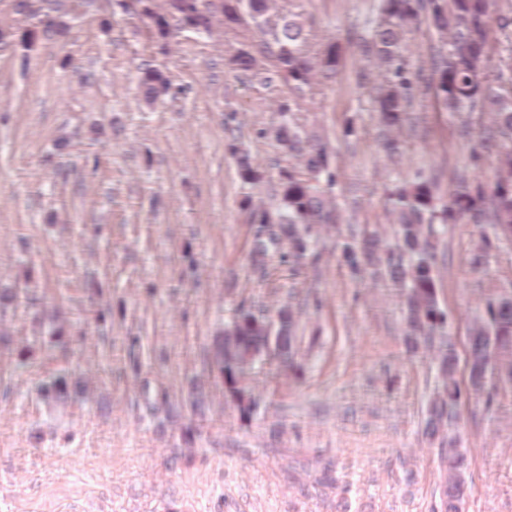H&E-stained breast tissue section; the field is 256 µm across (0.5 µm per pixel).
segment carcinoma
<instances>
[{
  "instance_id": "obj_1",
  "label": "carcinoma",
  "mask_w": 512,
  "mask_h": 512,
  "mask_svg": "<svg viewBox=\"0 0 512 512\" xmlns=\"http://www.w3.org/2000/svg\"><path fill=\"white\" fill-rule=\"evenodd\" d=\"M95 0H46L56 20L25 32L14 30L10 40L24 48L42 39L64 35L70 22L85 13ZM144 10L135 15L144 21L157 41L166 44L175 31L193 28L199 37L212 38L217 27L234 31L252 26L259 36L258 49L237 50L229 59L235 69L260 85L282 82L295 95L277 104L282 120L272 130L274 140L288 155L291 164L279 172V202L271 209L252 206L251 257L254 268L264 274L272 256L281 265H304L312 247L322 238L340 232L341 212L336 200V179L332 154L314 131L297 125L290 114L296 99L320 80H332L339 70L342 49L329 43L316 55L306 50L307 34L297 15L276 6L275 0H139ZM489 0H380L382 20L368 33L365 51L384 67L377 87L376 102L382 127V147L399 151L395 133L403 126L411 105L412 75L404 58L402 27L423 19L446 38V49L435 57L430 75L437 103L451 112L489 99L495 105L491 122L479 136L478 147L497 159L498 173L492 185L484 187L461 177L446 202L437 200L432 184L420 181L409 188L389 193L387 204L395 220V242L389 243L375 225L352 232L340 243L343 263L354 275H381L405 291L403 340L408 351L423 352L437 377L429 401L423 435L435 451L441 467L438 512H463L469 498L467 451L457 445L453 428L463 399L469 392L457 379L458 356L448 336V316L438 301L435 273L437 240L444 225L467 221L490 224L512 237V85L493 88L486 80L489 59L486 47L490 33ZM272 61L267 67L264 60ZM140 88L144 100L152 104L162 98L184 93L173 87L166 72L150 64L141 68ZM239 175L245 184L255 185L262 174L248 153L231 147ZM275 319L276 347L273 361L284 376L301 374L303 337L299 316L290 304L275 314L242 308L237 316L212 337L209 348L210 372L224 385L241 416H253L258 402L253 389L238 387L240 377L250 368L253 352L269 343L266 329ZM49 322L51 336L66 345L67 328L59 312L36 319ZM497 351V364L487 372V359ZM468 372L474 392L483 394L489 409L499 396V388L512 385V292L487 299L484 311L473 324L468 347ZM90 382L81 375L65 373L40 387L41 396L56 406L85 398ZM163 421L180 423L181 447L193 449L200 434L192 424L182 422L175 405L164 410Z\"/></svg>"
}]
</instances>
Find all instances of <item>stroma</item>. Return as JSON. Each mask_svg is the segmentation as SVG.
Returning <instances> with one entry per match:
<instances>
[{"label": "stroma", "mask_w": 512, "mask_h": 512, "mask_svg": "<svg viewBox=\"0 0 512 512\" xmlns=\"http://www.w3.org/2000/svg\"><path fill=\"white\" fill-rule=\"evenodd\" d=\"M299 14L308 49L336 42L335 79L295 107L301 127L328 140L344 223L390 227L386 196L432 181L447 199L458 178L485 185L495 159L475 148L489 104L438 106L423 78L442 46L427 23L406 27L419 74L409 119L387 155L379 141L375 88L381 70L361 44L377 0H279ZM489 75L512 77V0H491ZM249 27L217 39L180 33L162 46L121 10L89 9L63 37L31 51L0 49V283L18 294L0 326V512H431L441 478L421 427L436 377L407 354L404 297L383 279L355 278L328 237L296 272L254 270L245 196L278 202L288 158L269 134L287 86L251 82L230 65L257 46ZM165 69L184 95L146 103L140 69ZM236 137L264 172L240 180L225 144ZM67 139L57 155L54 143ZM97 165H89V158ZM484 251L480 267L471 259ZM439 302L459 359L488 297L512 290V238L491 225H449L437 244ZM308 300L305 372L292 380L257 361L249 382L262 397L243 422L210 386L194 414L193 380L210 375L211 336L240 308ZM60 310L71 341L36 335L39 306ZM74 372L94 389L54 407L39 387ZM182 406L199 428L194 450L156 412ZM285 434L270 445L266 429ZM43 429V443L31 434ZM470 458L467 512H512V388L492 410L466 401L455 428ZM338 482L320 483L324 466Z\"/></svg>", "instance_id": "stroma-1"}]
</instances>
